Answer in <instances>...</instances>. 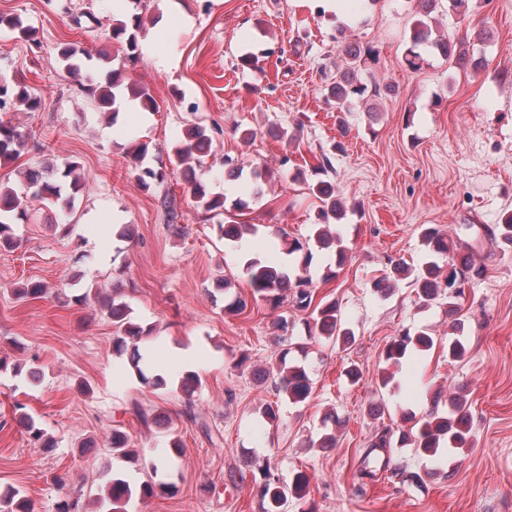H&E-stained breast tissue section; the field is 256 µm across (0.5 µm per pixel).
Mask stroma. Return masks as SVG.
I'll return each mask as SVG.
<instances>
[{
  "label": "stroma",
  "mask_w": 512,
  "mask_h": 512,
  "mask_svg": "<svg viewBox=\"0 0 512 512\" xmlns=\"http://www.w3.org/2000/svg\"><path fill=\"white\" fill-rule=\"evenodd\" d=\"M106 2L0 0V15L36 31L21 41L0 28V81L41 100L34 112L20 104L0 111L27 135L20 156L0 165V184L23 187L31 173L60 178L69 161L87 181L68 206L32 203L14 227L19 248L0 250V360L23 365L18 375L0 371V490L15 488L33 512H55L76 494L86 512H99L111 479L132 469L112 455L118 427L146 456H170L158 478L177 487L132 502L130 512H264L259 467L266 462L287 484L307 475L313 512H512V244L475 254L486 272L458 313L469 349L462 362L448 357L447 304L422 307L404 281L383 296L370 288L392 261L428 260L421 225L452 235L512 211V0H467L456 11L440 0L437 30L467 38L486 65L476 71L429 52L417 72L404 57L418 0H346L341 16L326 0H146L136 57L125 40L109 39ZM342 25L349 41L377 50L376 81L397 88L372 104L354 103L345 135L325 100ZM63 42L110 53L113 68L146 88L156 111L108 124L60 62ZM250 51L260 56L258 69L240 64ZM194 124L211 133L197 171L211 192L224 190L217 172L225 157L244 171H266L259 195L230 217L258 225L275 244L284 233L307 240L319 202L294 175L331 154L337 197L360 211L342 221L345 264L327 276L335 257L316 248L310 275L314 300L339 303L349 343L308 337L307 314L292 301L277 309L251 301L244 257L225 240L222 217L198 207L182 171L168 164ZM136 140L150 147L148 165L165 166L164 182L141 187L129 157ZM339 140L345 152H333ZM166 197L178 205L177 224L167 221ZM116 223L134 225L135 237L118 241ZM29 280L44 282L46 293L17 298L14 288ZM95 288L116 294L151 329L140 342L151 355L145 370L165 372L166 386L142 384L114 357L107 309L76 301ZM237 296L249 301L241 314L226 308ZM281 317L284 333L274 326ZM405 329L427 330L436 344L396 369V390H379L385 345ZM188 346L203 351L192 368L201 384L190 397L171 364L172 349ZM284 353L308 371L304 401L278 390ZM352 365L361 372L355 383L346 374ZM459 389L471 403L472 445L454 469L394 447L391 465L401 476L366 473L363 452L383 427L409 430L406 413L447 409ZM18 403L52 450L17 424ZM135 403L163 421L143 425L130 411ZM269 404L279 407L277 423L262 415ZM328 434L334 446H323ZM175 439L182 448L174 457ZM406 472L420 473L421 484L404 481Z\"/></svg>",
  "instance_id": "1"
}]
</instances>
